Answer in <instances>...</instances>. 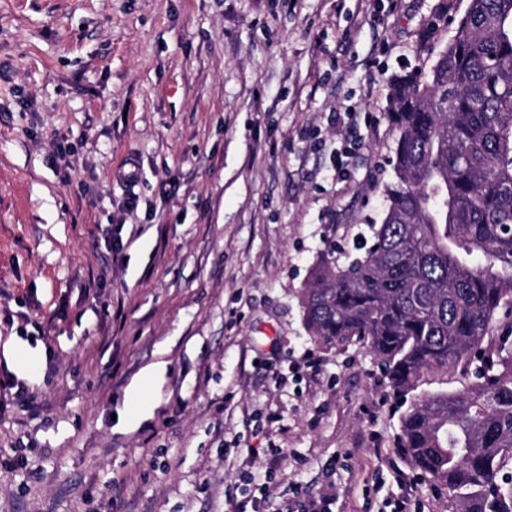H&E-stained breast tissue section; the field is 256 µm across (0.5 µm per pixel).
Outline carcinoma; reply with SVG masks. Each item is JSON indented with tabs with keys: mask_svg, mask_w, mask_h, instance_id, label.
Masks as SVG:
<instances>
[{
	"mask_svg": "<svg viewBox=\"0 0 512 512\" xmlns=\"http://www.w3.org/2000/svg\"><path fill=\"white\" fill-rule=\"evenodd\" d=\"M398 131L382 223L301 289L311 338H364L407 405L400 448L454 512H512V0H469L427 71L392 80ZM450 371L457 391L425 384Z\"/></svg>",
	"mask_w": 512,
	"mask_h": 512,
	"instance_id": "carcinoma-1",
	"label": "carcinoma"
}]
</instances>
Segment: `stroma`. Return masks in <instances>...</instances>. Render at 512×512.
<instances>
[{
  "label": "stroma",
  "mask_w": 512,
  "mask_h": 512,
  "mask_svg": "<svg viewBox=\"0 0 512 512\" xmlns=\"http://www.w3.org/2000/svg\"><path fill=\"white\" fill-rule=\"evenodd\" d=\"M468 4L0 0V367L29 389L0 395V512H224L268 469L263 512H452L368 342L315 343L300 290L365 251L391 79Z\"/></svg>",
  "instance_id": "obj_1"
}]
</instances>
